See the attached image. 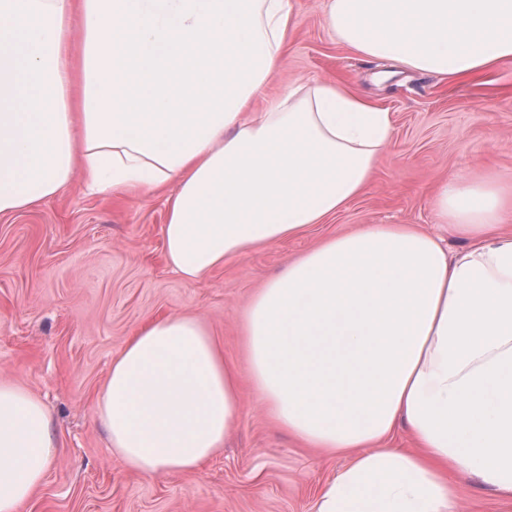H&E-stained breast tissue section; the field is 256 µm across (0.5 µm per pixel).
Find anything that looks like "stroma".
I'll use <instances>...</instances> for the list:
<instances>
[{"label":"stroma","mask_w":512,"mask_h":512,"mask_svg":"<svg viewBox=\"0 0 512 512\" xmlns=\"http://www.w3.org/2000/svg\"><path fill=\"white\" fill-rule=\"evenodd\" d=\"M301 25L267 82L339 81L390 112V146L372 184L300 237L225 261L198 284L168 267L165 195L88 192L81 177L40 207L0 215V380L48 410L58 453L20 512H309L347 459L308 448L244 387L222 448L191 474L146 479L113 454L97 398L125 342L148 320L197 312L246 369L241 324L253 294L290 257L363 224H413L455 252L465 240L434 221L436 181L512 175V62L452 81L356 54L329 30L324 0H293Z\"/></svg>","instance_id":"35a3bbf8"}]
</instances>
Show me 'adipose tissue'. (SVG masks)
Instances as JSON below:
<instances>
[{"instance_id":"adipose-tissue-1","label":"adipose tissue","mask_w":512,"mask_h":512,"mask_svg":"<svg viewBox=\"0 0 512 512\" xmlns=\"http://www.w3.org/2000/svg\"><path fill=\"white\" fill-rule=\"evenodd\" d=\"M358 54L464 79L512 61V0H327ZM299 24L292 0H0V214L59 195L169 189L164 247L194 285L226 259L326 223L359 198L390 112L337 81L261 92ZM262 105H255V98ZM468 249L366 224L289 260L250 299L247 372L204 318L143 325L98 420L127 468L199 470L243 381L302 444L348 456L312 512H457L462 479L512 508V179L452 175L432 200ZM415 447H386L397 425ZM57 454L40 399L0 382V512Z\"/></svg>"}]
</instances>
